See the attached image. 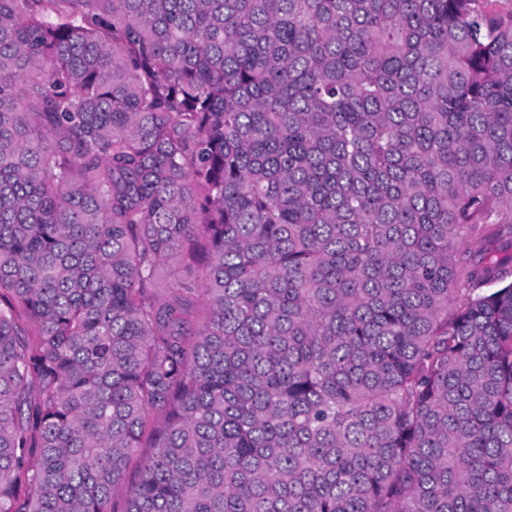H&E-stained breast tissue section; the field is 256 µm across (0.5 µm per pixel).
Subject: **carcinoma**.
<instances>
[{
	"mask_svg": "<svg viewBox=\"0 0 512 512\" xmlns=\"http://www.w3.org/2000/svg\"><path fill=\"white\" fill-rule=\"evenodd\" d=\"M490 3L0 0V512H512ZM191 279L189 269L180 263H166L159 272L160 289L178 288Z\"/></svg>",
	"mask_w": 512,
	"mask_h": 512,
	"instance_id": "carcinoma-1",
	"label": "carcinoma"
}]
</instances>
